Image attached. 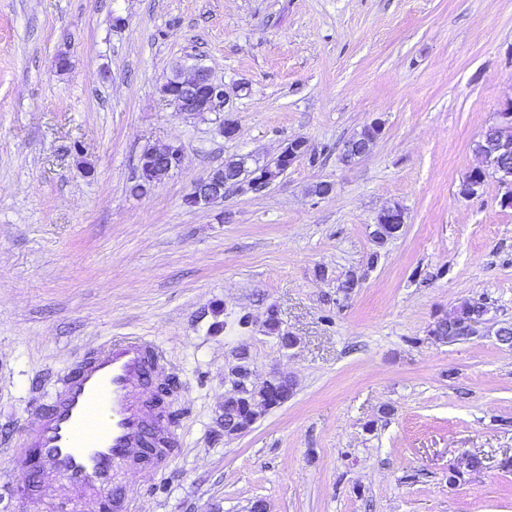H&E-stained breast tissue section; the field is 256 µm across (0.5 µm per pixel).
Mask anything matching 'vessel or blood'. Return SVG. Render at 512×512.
Wrapping results in <instances>:
<instances>
[{
	"label": "vessel or blood",
	"mask_w": 512,
	"mask_h": 512,
	"mask_svg": "<svg viewBox=\"0 0 512 512\" xmlns=\"http://www.w3.org/2000/svg\"><path fill=\"white\" fill-rule=\"evenodd\" d=\"M162 348L123 336L89 352L64 375L48 402L38 404L20 446L0 438L36 489L57 486V512L76 503L93 512H136L115 474L138 460L163 469L175 451L168 430L171 403L157 390Z\"/></svg>",
	"instance_id": "vessel-or-blood-1"
}]
</instances>
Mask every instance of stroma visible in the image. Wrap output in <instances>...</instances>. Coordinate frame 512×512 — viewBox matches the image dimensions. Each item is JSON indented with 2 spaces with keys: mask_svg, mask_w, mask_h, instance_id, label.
<instances>
[{
  "mask_svg": "<svg viewBox=\"0 0 512 512\" xmlns=\"http://www.w3.org/2000/svg\"><path fill=\"white\" fill-rule=\"evenodd\" d=\"M195 62L242 84L232 112L168 104L164 80ZM511 101L512 0H0V432L80 355L145 336L168 355L179 452L116 474L140 512H512V349L494 336L512 321V208L492 175L459 192ZM375 119L372 151L344 163ZM295 139L307 152L273 184L186 205L227 158ZM170 144L181 166L130 194L142 150ZM394 204L405 223L377 245ZM465 301L493 324L431 338ZM241 350L255 381L296 386L228 439ZM16 477L0 456V512H50Z\"/></svg>",
  "mask_w": 512,
  "mask_h": 512,
  "instance_id": "obj_1",
  "label": "stroma"
}]
</instances>
